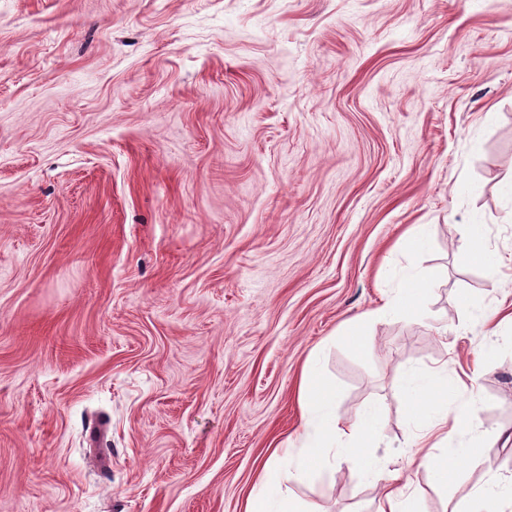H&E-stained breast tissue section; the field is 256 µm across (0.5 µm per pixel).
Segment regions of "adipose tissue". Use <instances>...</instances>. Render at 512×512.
<instances>
[{"label": "adipose tissue", "mask_w": 512, "mask_h": 512, "mask_svg": "<svg viewBox=\"0 0 512 512\" xmlns=\"http://www.w3.org/2000/svg\"><path fill=\"white\" fill-rule=\"evenodd\" d=\"M443 391L434 374L413 375L402 388L404 401L413 422L427 429L457 431L471 428L466 411L449 414L439 402ZM300 400L303 408V441L297 453L287 456L285 465L273 467L259 493L252 495L245 512H300L297 502L284 489L285 484L305 480L311 473L326 466L332 450L344 458L361 461L366 475H373L377 464L363 456L379 431L382 413L378 408L365 409L354 423L341 426L335 412L337 390L316 371H308L302 380Z\"/></svg>", "instance_id": "ef3b65f1"}]
</instances>
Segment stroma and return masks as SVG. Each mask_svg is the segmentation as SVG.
I'll list each match as a JSON object with an SVG mask.
<instances>
[{
  "mask_svg": "<svg viewBox=\"0 0 512 512\" xmlns=\"http://www.w3.org/2000/svg\"><path fill=\"white\" fill-rule=\"evenodd\" d=\"M511 181L512 0H0V512H244L309 368L383 420L304 512L394 470L463 512L512 476ZM408 269L428 301L387 311ZM415 372L471 417L445 487ZM447 391V383L440 386L432 373L413 375L402 388L411 420L428 430L445 429L448 436V407L439 403L441 393ZM472 448H452L446 455H436L427 452L420 456L419 466L433 471L440 484L453 481L458 475V462L462 456H469Z\"/></svg>",
  "mask_w": 512,
  "mask_h": 512,
  "instance_id": "35a3bbf8",
  "label": "stroma"
}]
</instances>
